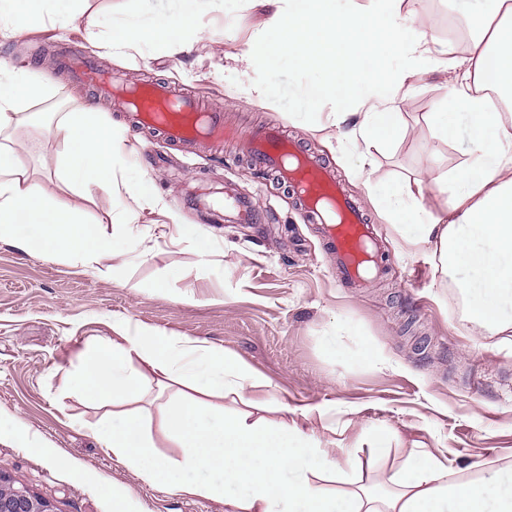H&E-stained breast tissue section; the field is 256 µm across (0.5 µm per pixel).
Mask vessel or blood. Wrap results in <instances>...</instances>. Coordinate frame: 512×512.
Here are the masks:
<instances>
[{
    "label": "vessel or blood",
    "instance_id": "obj_1",
    "mask_svg": "<svg viewBox=\"0 0 512 512\" xmlns=\"http://www.w3.org/2000/svg\"><path fill=\"white\" fill-rule=\"evenodd\" d=\"M69 69L92 93L112 94L124 111L134 113L140 127L153 130L166 140H245L253 165L274 173L293 191L311 221L320 225L347 287H364L383 273L385 263L378 240L360 206L341 191L328 169L288 139L280 126L263 125L242 131L226 122L223 112L206 108L192 95L176 92L168 82L151 79L131 85L119 74L101 70L89 58L70 63ZM223 205L240 223L257 220L251 201L236 193H228Z\"/></svg>",
    "mask_w": 512,
    "mask_h": 512
}]
</instances>
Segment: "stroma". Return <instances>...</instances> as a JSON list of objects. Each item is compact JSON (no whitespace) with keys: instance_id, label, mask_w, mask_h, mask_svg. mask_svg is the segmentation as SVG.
<instances>
[{"instance_id":"35a3bbf8","label":"stroma","mask_w":512,"mask_h":512,"mask_svg":"<svg viewBox=\"0 0 512 512\" xmlns=\"http://www.w3.org/2000/svg\"><path fill=\"white\" fill-rule=\"evenodd\" d=\"M484 0H416L446 39L448 17L465 20ZM179 0H89L80 23L50 20L0 34V60L30 69L49 92L20 99L34 122L11 129L27 143L19 163L33 172L51 204L79 208L87 224L114 238L112 280L93 275L72 254L46 258L0 241V475L48 501L53 512H231L221 499L178 495L143 481L100 445L96 429L111 402L65 390L87 345L105 344L116 321L168 336L205 341L243 360L272 384L261 415L288 418L306 432L346 448L368 436L385 443L375 472H391L413 448H439L457 475L475 463L512 480V348L498 345L468 320L456 277L439 272L431 246L407 251L377 208L373 184L427 177L467 163L464 127L437 139L426 121L448 96V77L422 76L401 106L400 134L374 154L371 172L358 161L328 116L330 103L301 99L305 70L289 56L249 70L242 60L269 18L257 0H199L201 27L191 51L158 43L105 52L99 36L111 16L142 22L173 12ZM68 43L137 81L152 75L186 88L242 125H281L328 164L363 209L386 257V273L351 291L336 276L332 253L292 193L256 171L242 147L222 154L132 131L107 103L35 51ZM266 89L257 96L256 87ZM93 106L124 140L112 188L91 199L68 190L57 171L59 130L69 112ZM150 183L152 196L132 189ZM231 188L250 197L254 224H228L198 209L192 197ZM69 464L58 468L56 455Z\"/></svg>"}]
</instances>
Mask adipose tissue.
<instances>
[{
    "instance_id": "obj_1",
    "label": "adipose tissue",
    "mask_w": 512,
    "mask_h": 512,
    "mask_svg": "<svg viewBox=\"0 0 512 512\" xmlns=\"http://www.w3.org/2000/svg\"><path fill=\"white\" fill-rule=\"evenodd\" d=\"M178 12L150 19L129 29L115 23L113 48L155 42L183 46L195 28L194 0ZM273 12L257 39L258 50L245 56L247 67L268 65L289 55L312 80L300 85L303 98L333 100L335 125H349L351 150L367 159L372 148L393 141L399 132V109L410 82L424 70L448 69V46L434 35L432 23L404 0H263ZM53 0H0V25L25 28L33 15L54 14L58 25L76 26L73 11L54 13ZM512 0H486L482 14L470 20L477 36L468 45L461 73L427 125L447 138L456 124L469 132L468 163L439 172L434 183L450 195V204L435 212L425 204L426 183L417 178L378 188L377 203L395 228L418 227L408 247L433 246L441 274L465 272L460 285L469 319L491 336L512 339V320L503 318L512 300V113L492 110L489 92H512ZM0 132L25 120L19 96L40 97L43 84L26 68L0 64ZM66 149L59 167L66 185L80 196L93 188H111L112 163L120 151L117 136L97 112H73L62 126ZM39 230L34 243L43 253H72L111 278L110 259L118 246L85 224L75 207L49 204L41 187L18 162V148L0 143V237L13 236L18 248L32 241L14 237L15 227ZM110 347H89L67 384L92 401H126L140 396L149 382L181 384L176 402L156 424L135 413L113 415L97 430L113 459L135 470L150 484L174 493L226 499L232 512H512V485L498 471L464 479L453 476L436 448H415L399 469L374 487H352L364 469L359 450L306 433L297 423L253 417L270 401L271 385L223 348L145 328L116 323ZM241 396L244 409L205 407L203 396ZM171 443L174 454L160 453ZM293 480L281 481L283 471ZM207 479H199V472ZM237 486L227 494V486Z\"/></svg>"
}]
</instances>
